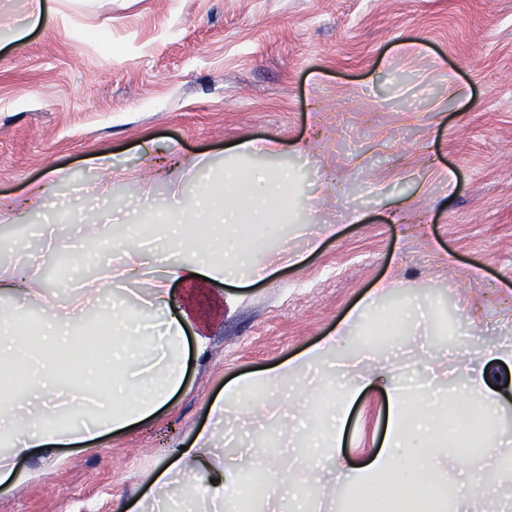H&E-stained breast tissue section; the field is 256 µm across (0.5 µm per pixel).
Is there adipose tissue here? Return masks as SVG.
<instances>
[{
    "label": "adipose tissue",
    "mask_w": 512,
    "mask_h": 512,
    "mask_svg": "<svg viewBox=\"0 0 512 512\" xmlns=\"http://www.w3.org/2000/svg\"><path fill=\"white\" fill-rule=\"evenodd\" d=\"M293 181L285 172L264 169L243 171L230 168L224 183L183 202L173 221L158 224L153 237L161 254H145L133 238L121 239L123 257L109 267L85 291L88 303L97 305L102 339L112 346L110 355L86 365V377L101 371L112 374V382L94 392L77 390L58 368L64 348L76 347L73 314L48 308L37 337L24 333L25 309L10 306V299L42 298L43 285L33 279L25 261L0 273V375L15 366H26L31 382L26 390L0 385V438L9 452L0 456V486L17 485L21 478L18 461L37 451L69 448L92 443L125 430L156 414L182 388L189 353H203L204 332L187 338L195 313L194 297L204 285L244 286L260 276L272 258H286L285 224L275 207L288 203L297 207L291 193ZM201 227V234L186 233L187 222ZM156 276L147 300L162 314L154 324L133 313L123 302L109 300V292L127 283L139 282L148 266ZM185 293L175 296L172 283ZM395 279L382 281L370 299L355 307L336 331L313 347L280 364L240 376L224 386L222 396L209 407L208 426L202 428L186 450L155 480L156 489L183 481L182 499L194 505L193 512H224L243 486L244 469L259 462L271 486L270 501H291L294 512H307L296 497V478L278 448H250L244 456L226 461L216 450V441L230 415L255 418L268 414L287 415L295 400L315 401L316 393L291 390V381L323 366L335 367L338 376L333 399L316 418L321 429L316 440L327 447V455L307 469L306 480L319 486L321 495L335 497L346 491L360 512H496L501 486L488 485L479 498H448L443 488L464 478L478 482L489 466L499 465L512 446V383L494 389L489 378L472 373L448 379L445 390L427 381L433 371L430 356L407 368L369 357L366 347H352L357 328L376 318L391 317L393 333L402 340L413 338L417 326V299L410 298L395 310L380 300L392 292ZM383 390L390 404L387 429L378 453L363 462H350L340 452L345 424L353 403L366 392ZM294 391V401L284 400ZM479 404L484 412V439L480 452L465 453V410Z\"/></svg>",
    "instance_id": "adipose-tissue-1"
}]
</instances>
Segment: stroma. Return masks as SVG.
I'll use <instances>...</instances> for the list:
<instances>
[{
    "label": "stroma",
    "instance_id": "1",
    "mask_svg": "<svg viewBox=\"0 0 512 512\" xmlns=\"http://www.w3.org/2000/svg\"><path fill=\"white\" fill-rule=\"evenodd\" d=\"M250 140L277 151H239ZM228 165L293 172L297 257L224 286L168 405L20 462L0 512H125L228 381L332 334L393 273L397 295L450 310L470 349H512V0H43L41 21L0 45V199L16 204L0 211V270L21 238L37 278L66 256L82 280L112 260L116 226ZM51 169L47 206H26ZM78 214L104 227L93 253L73 249ZM43 224L58 254L42 250ZM301 224L335 232L309 251ZM387 411L382 393L355 402L345 454L378 447Z\"/></svg>",
    "mask_w": 512,
    "mask_h": 512
}]
</instances>
